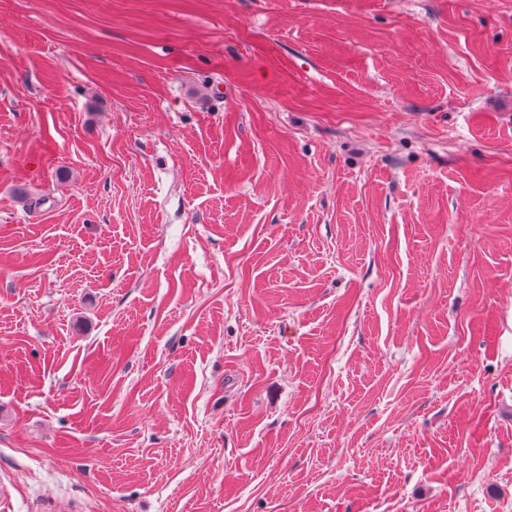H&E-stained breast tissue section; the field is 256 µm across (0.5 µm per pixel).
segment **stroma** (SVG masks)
Instances as JSON below:
<instances>
[{"label":"stroma","instance_id":"stroma-1","mask_svg":"<svg viewBox=\"0 0 512 512\" xmlns=\"http://www.w3.org/2000/svg\"><path fill=\"white\" fill-rule=\"evenodd\" d=\"M0 512H512V0H0Z\"/></svg>","mask_w":512,"mask_h":512}]
</instances>
